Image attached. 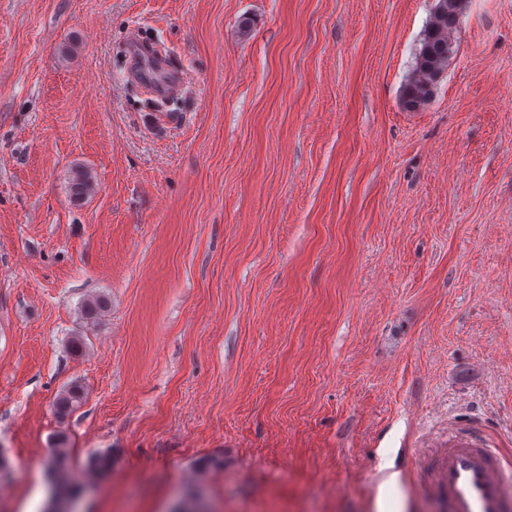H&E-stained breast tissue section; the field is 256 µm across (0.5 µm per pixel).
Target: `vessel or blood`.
I'll list each match as a JSON object with an SVG mask.
<instances>
[{"label": "vessel or blood", "instance_id": "b4317fda", "mask_svg": "<svg viewBox=\"0 0 512 512\" xmlns=\"http://www.w3.org/2000/svg\"><path fill=\"white\" fill-rule=\"evenodd\" d=\"M130 66L143 80L160 76V55L139 47ZM437 486L447 498L448 512H512V462L487 447L475 431L457 430L440 459Z\"/></svg>", "mask_w": 512, "mask_h": 512}]
</instances>
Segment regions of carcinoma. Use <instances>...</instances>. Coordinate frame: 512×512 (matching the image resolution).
I'll return each instance as SVG.
<instances>
[{"mask_svg":"<svg viewBox=\"0 0 512 512\" xmlns=\"http://www.w3.org/2000/svg\"><path fill=\"white\" fill-rule=\"evenodd\" d=\"M462 2L463 0H455L453 10L447 13L432 10L416 52L414 64L402 85L401 103L405 109L409 111L419 109L432 98L448 67V60L456 52L454 36L462 14ZM94 186V176L89 169L78 167L72 171L69 182L72 196L76 198L87 196L94 190ZM107 305V299L98 295L84 301L81 308L84 323L94 324ZM79 399L80 391L75 387L61 393L56 400L58 412L64 414L71 411ZM65 466V438L61 435L49 459V468L52 469L55 484L62 489L67 487L63 476Z\"/></svg>","mask_w":512,"mask_h":512,"instance_id":"carcinoma-1","label":"carcinoma"}]
</instances>
